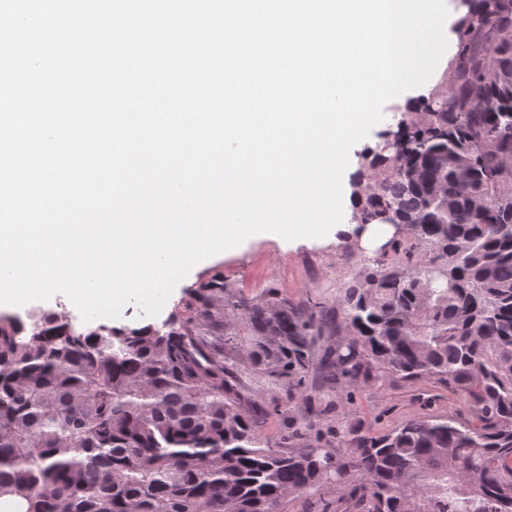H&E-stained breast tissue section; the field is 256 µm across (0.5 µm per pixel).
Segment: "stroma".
Listing matches in <instances>:
<instances>
[{
	"label": "stroma",
	"instance_id": "35a3bbf8",
	"mask_svg": "<svg viewBox=\"0 0 512 512\" xmlns=\"http://www.w3.org/2000/svg\"><path fill=\"white\" fill-rule=\"evenodd\" d=\"M376 255V250L362 249L352 242L301 243L288 249L272 239L252 240L179 282L161 314L166 317L174 313L186 289L198 287L217 270L223 271L225 281L247 298L272 285L291 302L302 303L311 298L332 308L340 288L359 268L361 259ZM336 402V412L320 419L310 440L335 442L336 415L340 412L351 413L377 435L411 417H474L470 398L437 380L387 377L362 386L348 385Z\"/></svg>",
	"mask_w": 512,
	"mask_h": 512
}]
</instances>
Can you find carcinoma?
Instances as JSON below:
<instances>
[{
	"mask_svg": "<svg viewBox=\"0 0 512 512\" xmlns=\"http://www.w3.org/2000/svg\"><path fill=\"white\" fill-rule=\"evenodd\" d=\"M452 87L404 112L369 161L361 224L402 227L336 309L218 272L163 322L87 331L0 313V509L9 512H512V0H476ZM345 335L318 360L313 339ZM324 372L435 379L476 421L414 417L375 435L343 413L336 444L264 436ZM249 372L280 397L265 404Z\"/></svg>",
	"mask_w": 512,
	"mask_h": 512,
	"instance_id": "carcinoma-1",
	"label": "carcinoma"
}]
</instances>
